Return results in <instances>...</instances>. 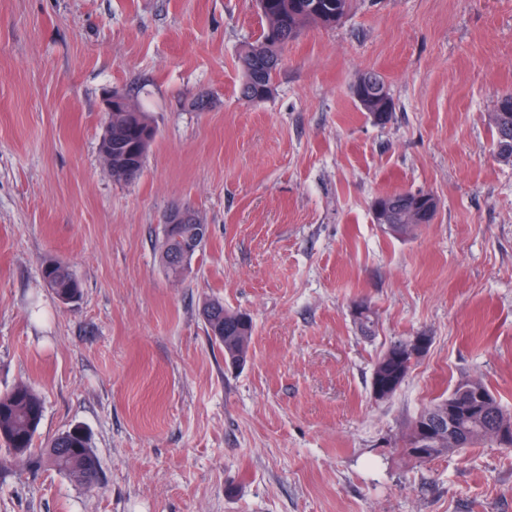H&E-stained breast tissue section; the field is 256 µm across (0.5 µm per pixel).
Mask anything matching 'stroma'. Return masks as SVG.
Here are the masks:
<instances>
[{
  "label": "stroma",
  "mask_w": 512,
  "mask_h": 512,
  "mask_svg": "<svg viewBox=\"0 0 512 512\" xmlns=\"http://www.w3.org/2000/svg\"><path fill=\"white\" fill-rule=\"evenodd\" d=\"M262 25L252 0H0V393L30 385L36 445L78 428L101 463L92 488L11 467L0 512H512L511 448L401 451L463 380L512 414V161L489 125L512 93V0H352L246 103L237 57ZM371 70L383 125L352 93ZM115 90L156 128L126 183L100 152ZM395 191L432 194L434 221L374 223ZM174 205L208 226L180 283L157 254ZM48 259L76 302L45 287ZM213 299L253 320L241 367L207 334ZM423 332L375 400L377 356ZM42 278L45 286L55 295L58 301L65 300L68 305L80 295L79 279L65 266L55 261H48L42 267Z\"/></svg>",
  "instance_id": "35a3bbf8"
}]
</instances>
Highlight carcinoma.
Here are the masks:
<instances>
[{
    "label": "carcinoma",
    "mask_w": 512,
    "mask_h": 512,
    "mask_svg": "<svg viewBox=\"0 0 512 512\" xmlns=\"http://www.w3.org/2000/svg\"><path fill=\"white\" fill-rule=\"evenodd\" d=\"M352 0H265L259 12L265 21L258 39L244 46L239 53L242 72L240 98L246 102H261L272 94L283 51L288 43L310 26H334L348 12ZM387 88L383 75L368 72L363 87L365 99L361 110L372 119L384 124L391 112L378 111L380 96ZM502 108L492 112L493 152L499 158L512 159V138L503 136L504 128L512 126V94L500 97ZM155 138V127L148 112L130 98L117 106L108 116L102 137L105 162L116 181H130L141 172L147 153ZM179 243L164 237L159 244V260L167 276L182 281L185 268L176 260ZM45 286L57 300L74 302L80 295L79 279L65 266L48 261L42 267ZM208 336L224 347V359L233 364L245 361L252 337L251 318L242 312L224 308V303L212 300L203 310ZM406 343L400 341L388 347L378 357L372 380L386 384L395 380L403 384L412 365L405 357ZM497 417L489 413L460 411L458 419L466 428L469 441L466 447L492 440L493 423L500 421L512 427V415L499 403H494ZM43 417V404L39 395L28 385L19 384L0 394V442L9 450V456L0 457V470L22 463L30 468L51 467L87 487L94 486L98 478L99 459L83 431L63 432L47 441L44 447H34V440ZM419 418L414 419L403 440V453L419 462L430 463L449 453L463 449L446 439H432L425 445L428 457L412 453L419 447Z\"/></svg>",
    "instance_id": "1"
}]
</instances>
